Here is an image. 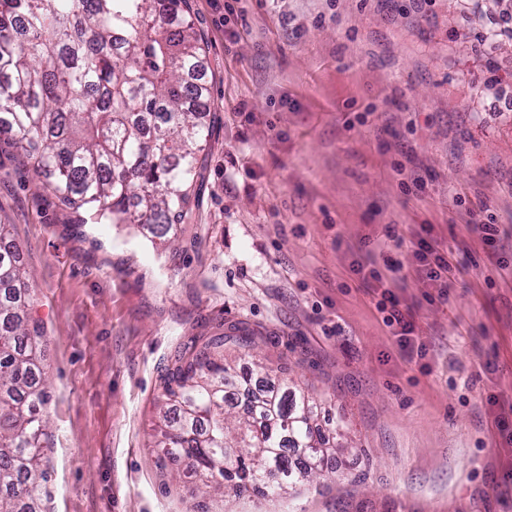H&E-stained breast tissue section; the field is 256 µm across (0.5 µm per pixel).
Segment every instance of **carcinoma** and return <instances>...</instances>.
Wrapping results in <instances>:
<instances>
[{"mask_svg": "<svg viewBox=\"0 0 512 512\" xmlns=\"http://www.w3.org/2000/svg\"><path fill=\"white\" fill-rule=\"evenodd\" d=\"M204 48L185 0H0V130L61 205L164 236L189 214L210 126ZM30 276L0 224V512H37L47 473L49 395ZM232 336H198L162 377L160 458L189 460L224 496L279 495L324 472L344 446L317 429L321 404L280 382L224 406L251 384L216 357Z\"/></svg>", "mask_w": 512, "mask_h": 512, "instance_id": "carcinoma-1", "label": "carcinoma"}]
</instances>
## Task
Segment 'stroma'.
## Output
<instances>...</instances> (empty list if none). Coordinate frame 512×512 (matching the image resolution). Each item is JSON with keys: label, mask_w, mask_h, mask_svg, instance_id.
<instances>
[{"label": "stroma", "mask_w": 512, "mask_h": 512, "mask_svg": "<svg viewBox=\"0 0 512 512\" xmlns=\"http://www.w3.org/2000/svg\"><path fill=\"white\" fill-rule=\"evenodd\" d=\"M210 135L175 238L59 204L0 133V224L34 276L49 400L44 512H512V40L477 48L498 0H188ZM489 208L508 234L485 246ZM457 265L445 301L414 272L422 225ZM391 227L405 360L351 270ZM276 371L346 423L327 475L274 500L194 497L159 464L160 381L193 336Z\"/></svg>", "instance_id": "stroma-1"}]
</instances>
